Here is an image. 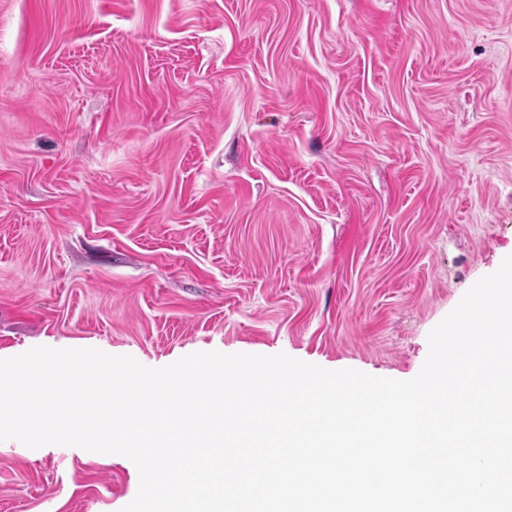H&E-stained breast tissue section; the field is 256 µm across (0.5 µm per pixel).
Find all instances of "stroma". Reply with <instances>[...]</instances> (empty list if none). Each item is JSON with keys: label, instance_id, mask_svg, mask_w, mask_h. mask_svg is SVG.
I'll return each mask as SVG.
<instances>
[{"label": "stroma", "instance_id": "obj_1", "mask_svg": "<svg viewBox=\"0 0 512 512\" xmlns=\"http://www.w3.org/2000/svg\"><path fill=\"white\" fill-rule=\"evenodd\" d=\"M509 255L512 0H0V359L408 380ZM138 487L0 441V512Z\"/></svg>", "mask_w": 512, "mask_h": 512}]
</instances>
